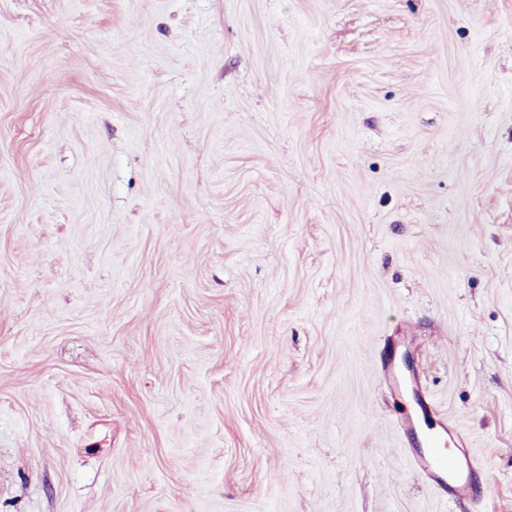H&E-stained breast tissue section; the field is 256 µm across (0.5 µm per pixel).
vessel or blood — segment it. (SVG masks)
<instances>
[{"label": "vessel or blood", "mask_w": 512, "mask_h": 512, "mask_svg": "<svg viewBox=\"0 0 512 512\" xmlns=\"http://www.w3.org/2000/svg\"><path fill=\"white\" fill-rule=\"evenodd\" d=\"M443 434L432 437V449L426 453L414 455L412 465L415 469L426 473L433 487L452 498L469 496L474 487L476 475L475 461L470 455L445 458L437 449L443 443Z\"/></svg>", "instance_id": "obj_1"}]
</instances>
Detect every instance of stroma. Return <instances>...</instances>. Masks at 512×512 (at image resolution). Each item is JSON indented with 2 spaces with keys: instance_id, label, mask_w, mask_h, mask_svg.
Here are the masks:
<instances>
[{
  "instance_id": "35a3bbf8",
  "label": "stroma",
  "mask_w": 512,
  "mask_h": 512,
  "mask_svg": "<svg viewBox=\"0 0 512 512\" xmlns=\"http://www.w3.org/2000/svg\"><path fill=\"white\" fill-rule=\"evenodd\" d=\"M0 512H512V0H0ZM433 446L426 453L414 455L412 465L426 473L433 487L452 498L469 496L473 491L476 475L475 461L467 453L453 456L451 459L441 455Z\"/></svg>"
}]
</instances>
